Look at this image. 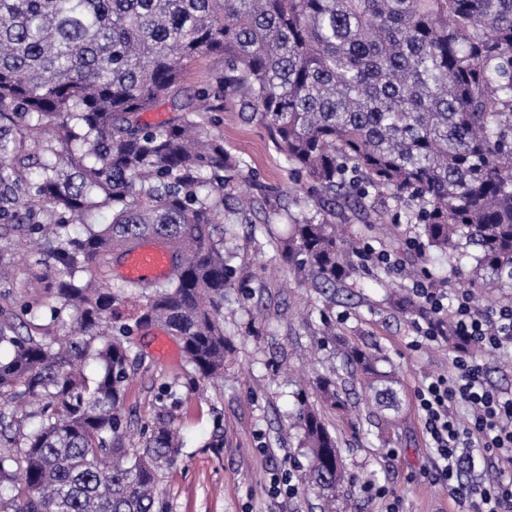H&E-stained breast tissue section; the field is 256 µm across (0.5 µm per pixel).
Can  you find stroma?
Listing matches in <instances>:
<instances>
[{
  "label": "stroma",
  "instance_id": "stroma-1",
  "mask_svg": "<svg viewBox=\"0 0 512 512\" xmlns=\"http://www.w3.org/2000/svg\"><path fill=\"white\" fill-rule=\"evenodd\" d=\"M210 128L223 138L225 152L245 162L227 175L229 195L263 185L271 192V205L291 203L296 177L260 124L245 120L229 104L215 113ZM224 228L236 276L225 292L224 332L234 352L223 380L188 391L191 373L183 353L158 358L152 330L129 338L142 363L126 389L128 443L140 445L142 431L156 420L163 387H172L180 398L173 414L181 454L159 486L165 512H322V498L304 482L308 461L302 434L292 427L303 403L319 409L336 433L351 476L336 495V512H384L383 502L363 490L370 483L394 489L405 512H459L423 474L431 453L414 391L425 375L452 373L453 355L444 343L415 345V319L401 314L394 294L411 288L408 269L384 278L369 270L338 287L328 302L295 282L280 262L278 249L290 230L286 219H266L258 207L247 213L229 208ZM325 319L339 339L379 350L394 365L403 403L398 426L378 422L372 404L358 393V377L348 374L342 379L352 391L347 410L323 405L317 382L340 359L339 347L320 333ZM4 320L23 323L39 338L64 333L71 315L55 321L45 308L22 315L13 286L1 285ZM287 470L295 494L271 497V479Z\"/></svg>",
  "mask_w": 512,
  "mask_h": 512
}]
</instances>
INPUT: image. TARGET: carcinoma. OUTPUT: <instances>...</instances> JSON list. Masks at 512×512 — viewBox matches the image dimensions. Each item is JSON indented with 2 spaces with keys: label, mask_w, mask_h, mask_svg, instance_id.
<instances>
[{
  "label": "carcinoma",
  "mask_w": 512,
  "mask_h": 512,
  "mask_svg": "<svg viewBox=\"0 0 512 512\" xmlns=\"http://www.w3.org/2000/svg\"><path fill=\"white\" fill-rule=\"evenodd\" d=\"M210 54L224 69L181 101L188 63ZM226 101L322 197L280 256L324 298L366 271L338 206L410 225L414 256H448L473 293L512 288V0H0V225L39 243L27 287L46 290L51 316L72 315L49 340L0 327V405L33 406L0 413V512H159L181 446L165 414L126 442L141 363L127 337L161 326L198 378L224 379V172L240 163L203 115ZM166 103L170 118H140ZM102 207L112 222H88ZM153 234L178 257L173 275L112 280L109 257ZM380 361L345 349L319 381L324 401L347 406L336 375L348 370L399 421L398 378ZM298 421L307 483L334 512L336 435L303 404Z\"/></svg>",
  "instance_id": "1"
}]
</instances>
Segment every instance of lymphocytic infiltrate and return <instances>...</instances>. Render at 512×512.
<instances>
[{
	"label": "lymphocytic infiltrate",
	"instance_id": "1",
	"mask_svg": "<svg viewBox=\"0 0 512 512\" xmlns=\"http://www.w3.org/2000/svg\"><path fill=\"white\" fill-rule=\"evenodd\" d=\"M412 293L427 309L429 318L419 333L425 341L439 342L442 323L472 344L496 349L512 343V304L485 311L473 304L469 290L447 289L421 282ZM455 374H433L416 390L417 412L435 451L436 479L458 504L471 512H512V396L493 390L478 357L463 352L452 360ZM480 451L496 481L463 484L464 465Z\"/></svg>",
	"mask_w": 512,
	"mask_h": 512
}]
</instances>
